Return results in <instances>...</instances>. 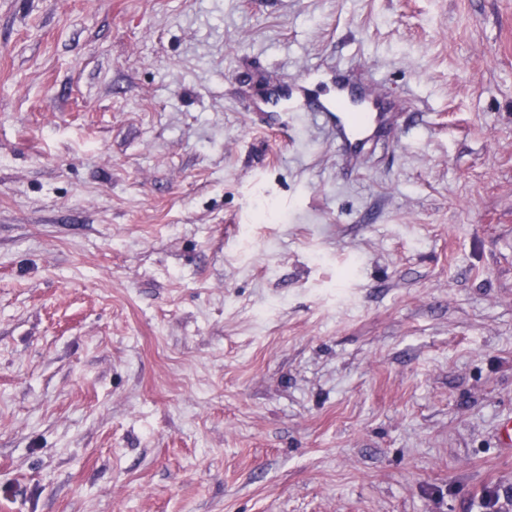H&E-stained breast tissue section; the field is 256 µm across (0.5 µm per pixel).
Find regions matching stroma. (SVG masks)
I'll use <instances>...</instances> for the list:
<instances>
[{"label":"stroma","mask_w":512,"mask_h":512,"mask_svg":"<svg viewBox=\"0 0 512 512\" xmlns=\"http://www.w3.org/2000/svg\"><path fill=\"white\" fill-rule=\"evenodd\" d=\"M508 419L512 0H0V512H512ZM322 83L330 85L329 100L315 101L313 91L301 84L268 96L265 112H318L315 117L322 116L342 158L348 164H356L374 150L381 134L392 127L397 105L365 80L360 66H336ZM357 98L363 99L365 108L353 105Z\"/></svg>","instance_id":"35a3bbf8"}]
</instances>
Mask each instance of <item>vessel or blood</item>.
<instances>
[{
  "instance_id": "1",
  "label": "vessel or blood",
  "mask_w": 512,
  "mask_h": 512,
  "mask_svg": "<svg viewBox=\"0 0 512 512\" xmlns=\"http://www.w3.org/2000/svg\"><path fill=\"white\" fill-rule=\"evenodd\" d=\"M327 83L332 91L327 101L314 100L312 90L301 84L267 97L265 109L319 113L345 162L358 163L374 150L381 134L392 127L397 106L377 86L365 80L358 66L332 70Z\"/></svg>"
}]
</instances>
